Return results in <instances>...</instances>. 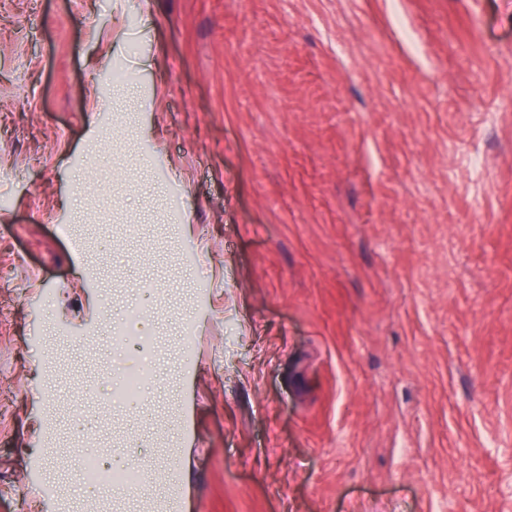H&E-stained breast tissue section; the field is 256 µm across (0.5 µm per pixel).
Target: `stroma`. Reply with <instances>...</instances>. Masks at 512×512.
Returning a JSON list of instances; mask_svg holds the SVG:
<instances>
[{
  "label": "stroma",
  "mask_w": 512,
  "mask_h": 512,
  "mask_svg": "<svg viewBox=\"0 0 512 512\" xmlns=\"http://www.w3.org/2000/svg\"><path fill=\"white\" fill-rule=\"evenodd\" d=\"M0 512H512V0H0ZM129 477L126 480L115 481L112 479L113 484L119 483L123 487L132 491H137L142 486L144 470L140 466H133L125 469ZM117 471L105 467L102 460L96 455H88L81 468L82 482L88 486H112L110 475Z\"/></svg>",
  "instance_id": "stroma-1"
}]
</instances>
